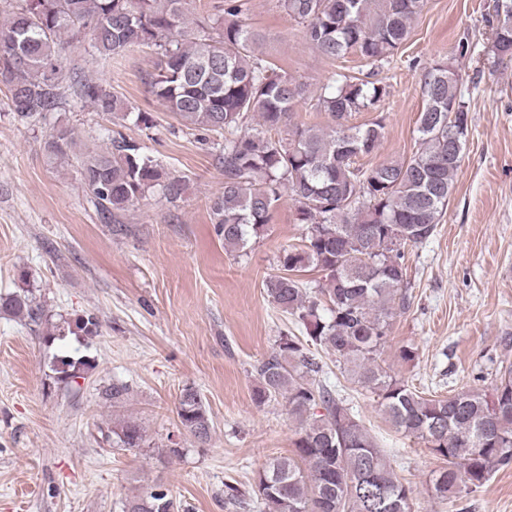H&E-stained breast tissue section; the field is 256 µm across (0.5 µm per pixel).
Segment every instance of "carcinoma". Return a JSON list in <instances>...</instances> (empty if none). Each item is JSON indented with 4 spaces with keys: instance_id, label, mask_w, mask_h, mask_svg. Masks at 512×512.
<instances>
[{
    "instance_id": "cac0c4a2",
    "label": "carcinoma",
    "mask_w": 512,
    "mask_h": 512,
    "mask_svg": "<svg viewBox=\"0 0 512 512\" xmlns=\"http://www.w3.org/2000/svg\"><path fill=\"white\" fill-rule=\"evenodd\" d=\"M425 0H279L304 24L306 42L323 57L355 54L370 66L363 78L340 74L315 96L324 129L292 122L295 106L309 98L305 83L280 73L256 52L260 36L241 19V0H224L218 19L194 18L189 0H24L0 21V85L10 94L21 123L56 111L70 82L94 111L149 128L147 112L121 103L100 83L65 73L62 51L87 29L92 52L108 62L127 48L151 44L158 61L149 91L182 123L224 138L219 160L223 190L210 206V221L227 252L243 251L260 236L288 193L296 220L306 225L302 244L279 256V273L264 283L277 308L301 323L309 341L335 358L359 387L375 394L385 418L422 441L441 460L430 479L431 496L454 503L480 489L492 473L512 464V365L497 369L492 393L475 389L428 398L391 376L381 363L391 321L409 306L405 249L436 231L454 190L466 138L448 140V105L456 102L454 126H469V105L448 81L442 64L429 67L421 86L419 147L412 157L371 168L358 159L378 150L383 120L351 125L358 112L378 109L386 86L377 79L408 40ZM492 51L512 58V0H496ZM48 152L66 160L75 151L73 132L58 127ZM81 182L104 219L121 224L150 192L179 206L185 177L165 170L133 139L112 132L109 146L82 153ZM325 273L312 288L299 273ZM0 293V313L28 325H44L51 342L65 332L98 334L93 315L65 327L49 324L44 304L26 287ZM93 368L88 359L58 357L60 380ZM320 360L299 337L285 334L256 366L254 401L278 398L296 424L291 454L270 459L254 478L250 498L270 512H412L409 489L390 460L344 400L319 380ZM129 388L112 383L102 398L112 404ZM183 429L200 441L213 420L200 393L183 388L176 405ZM113 434L122 450L144 447L134 421ZM169 490L157 484L132 497L124 512H177Z\"/></svg>"
}]
</instances>
